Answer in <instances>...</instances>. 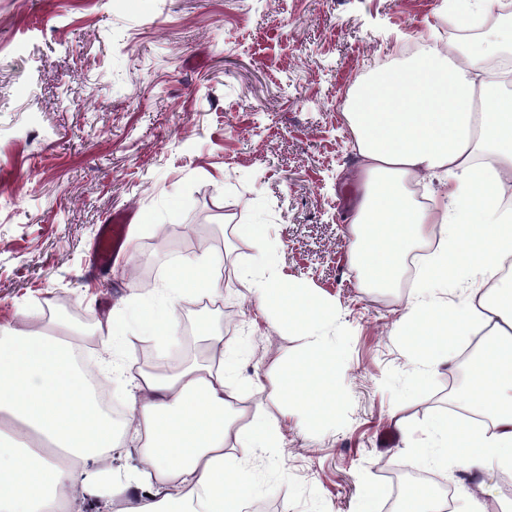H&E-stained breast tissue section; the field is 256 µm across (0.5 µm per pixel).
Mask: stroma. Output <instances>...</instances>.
<instances>
[{
    "instance_id": "stroma-1",
    "label": "stroma",
    "mask_w": 512,
    "mask_h": 512,
    "mask_svg": "<svg viewBox=\"0 0 512 512\" xmlns=\"http://www.w3.org/2000/svg\"><path fill=\"white\" fill-rule=\"evenodd\" d=\"M443 0H0V327L24 316L62 317L64 302L87 328L151 290L126 269L167 280L178 240L209 211L229 271L208 312L178 301L177 343L126 336V367L159 371L203 359L200 323L221 326L228 390L251 410L277 389L276 371L302 339L273 333L240 279L258 246L236 225L266 197L277 271L336 306L352 332L342 380L353 404L347 424L308 434L296 411L280 419L287 448H231L254 476L252 504L266 512H375L393 495L382 463L449 482H482L484 507L512 500L496 465L429 466L417 450L448 408V376L459 361L420 373L397 324L410 282L361 287L345 217L358 194L359 157L343 116L349 90L397 57L401 41L430 30L461 44L481 41L451 28ZM174 210L163 230L140 233L108 279L91 266L101 224L115 211ZM140 468L123 441L112 484L95 499L123 512Z\"/></svg>"
}]
</instances>
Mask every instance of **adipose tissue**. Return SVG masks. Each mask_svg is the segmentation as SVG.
<instances>
[{
    "label": "adipose tissue",
    "mask_w": 512,
    "mask_h": 512,
    "mask_svg": "<svg viewBox=\"0 0 512 512\" xmlns=\"http://www.w3.org/2000/svg\"><path fill=\"white\" fill-rule=\"evenodd\" d=\"M502 0H448L446 21L470 29L497 18L502 40L465 47L426 41L420 54L371 71L355 84L345 114L359 162L360 192L346 217L353 261L365 288L394 287L413 247L431 246L398 327L426 371L448 362L481 325L478 311L505 323L471 361L460 399L492 418L490 428L435 419L431 460L487 462L512 470V284L487 288L512 259V90L489 78V59L512 54V16ZM224 263L211 252L176 265L164 305H142L132 319L112 312L82 332L45 316L0 330V512H72L75 501L112 475L120 427L132 431L145 473L124 512H241L253 486L228 442L278 448L279 419L256 404L248 423L226 391L222 339L199 332L208 358L172 374L128 376L113 356L99 363L129 379L121 419L98 405L78 363L89 342L119 344L131 328L160 343L175 340L181 295L211 296ZM479 272L478 306L433 295Z\"/></svg>",
    "instance_id": "obj_1"
}]
</instances>
